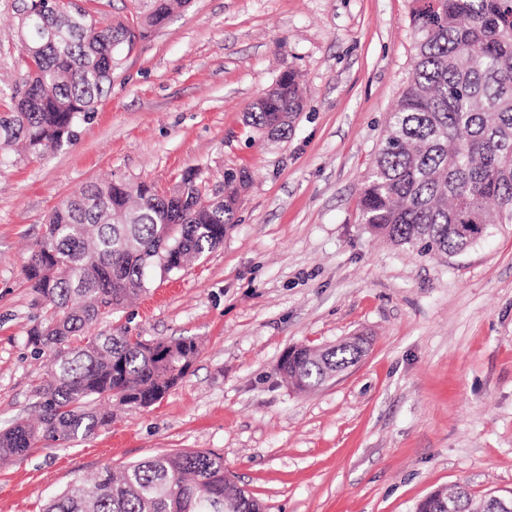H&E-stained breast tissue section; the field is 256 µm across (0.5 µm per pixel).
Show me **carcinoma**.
Wrapping results in <instances>:
<instances>
[{"label": "carcinoma", "instance_id": "obj_1", "mask_svg": "<svg viewBox=\"0 0 512 512\" xmlns=\"http://www.w3.org/2000/svg\"><path fill=\"white\" fill-rule=\"evenodd\" d=\"M190 0H142L143 10L105 22L70 0H14L20 44L13 107L0 113V148L38 155L76 140L137 41ZM412 68L387 114L360 193L368 229L422 255H451L465 241L458 224L488 233L512 221V0H413ZM304 107L286 72L246 112L259 139L288 138ZM195 178L187 199L146 181H91L49 217L24 273L43 318L28 331L35 355H49L37 387L39 416L0 431V456L37 444L67 445L112 421L107 399L145 408L181 380L199 352L192 337L147 343L125 326L98 327L146 289L144 265L166 274L190 267L235 223L247 168L224 172V201ZM366 338L321 352L290 349L278 369L300 389L357 362ZM44 512H263L209 451L159 454L105 469L51 498Z\"/></svg>", "mask_w": 512, "mask_h": 512}]
</instances>
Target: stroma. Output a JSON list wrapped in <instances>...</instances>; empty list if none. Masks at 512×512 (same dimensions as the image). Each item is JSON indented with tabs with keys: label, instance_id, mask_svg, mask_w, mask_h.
Segmentation results:
<instances>
[{
	"label": "stroma",
	"instance_id": "stroma-1",
	"mask_svg": "<svg viewBox=\"0 0 512 512\" xmlns=\"http://www.w3.org/2000/svg\"><path fill=\"white\" fill-rule=\"evenodd\" d=\"M412 0H191L112 78L73 145L0 149V431L38 412L47 369L27 332L24 278L50 212L89 181L167 190L197 171L253 176L224 242L151 273L112 324L146 341L191 336L186 376L147 408L66 447L0 459V512H41L74 481L164 452L224 458L266 512H415L464 486L512 497V223L431 258L362 224L363 177L411 71ZM13 0H0V82L18 70ZM305 108L288 139L251 140L247 107L285 71ZM368 333L367 354L300 391L278 371L294 345Z\"/></svg>",
	"mask_w": 512,
	"mask_h": 512
}]
</instances>
